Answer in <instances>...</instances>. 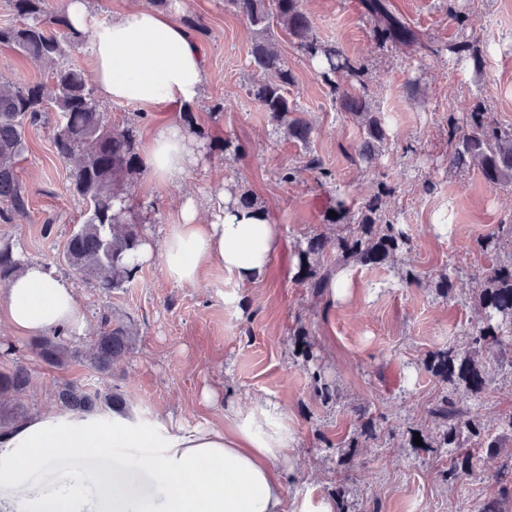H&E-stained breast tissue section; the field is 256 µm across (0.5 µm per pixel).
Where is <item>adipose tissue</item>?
Here are the masks:
<instances>
[{"mask_svg": "<svg viewBox=\"0 0 512 512\" xmlns=\"http://www.w3.org/2000/svg\"><path fill=\"white\" fill-rule=\"evenodd\" d=\"M72 25L85 33L98 95L144 109L180 112L201 95L206 73L191 34L170 16L134 8L112 20L91 23L86 0H68ZM192 139L179 120L159 126L145 146L152 175L181 179L194 163ZM197 204L187 199L181 221L169 225L160 246L145 241L140 263L163 257L168 280L193 284L202 264L215 262L243 284L263 280L280 246V229L263 213L216 203L210 223L196 221ZM0 310L12 327L30 336L55 330L82 333L86 320L72 286L44 264L31 263L0 294ZM295 436L276 407L257 400L249 407L227 403L224 424L187 427L168 420L151 426L114 424L106 430L96 415L35 414L0 435V512H49L31 480L54 475L67 494L76 476L73 461L103 448H150L141 466L151 487L134 498L116 495L115 512H156L163 494L166 512H284L283 465Z\"/></svg>", "mask_w": 512, "mask_h": 512, "instance_id": "1", "label": "adipose tissue"}]
</instances>
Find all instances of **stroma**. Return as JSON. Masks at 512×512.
Masks as SVG:
<instances>
[{
  "mask_svg": "<svg viewBox=\"0 0 512 512\" xmlns=\"http://www.w3.org/2000/svg\"><path fill=\"white\" fill-rule=\"evenodd\" d=\"M392 10L416 30L421 44L402 51L374 39L361 0H300L317 36L363 65V83L376 111L384 113L388 141L376 164L358 165L362 140L357 123L341 112L315 64L279 36L283 64L293 77L294 99L313 133L301 146L276 133L268 114L247 94L256 75L250 63L253 33L226 0H172V19L189 14L206 28L196 41L206 82L194 106L198 123L215 138L239 143L237 160L200 154L179 181L161 182L144 174L128 189L143 237L160 242L167 225L180 221V202L193 196L201 222L212 215L218 192L249 191L278 224L281 244L266 281L240 284L220 265L203 264L192 285L166 281L161 257L142 265L132 282L101 293L61 260L66 242L81 220V201L70 189L69 169L52 146V121L26 131L28 150L17 170L27 191L25 214L0 220V237L12 240L26 262L44 263L75 288L86 316L83 334L67 342L75 355L60 367L29 351L30 337L13 332L0 317V342L12 344L30 370L22 397L28 413L57 411L59 385L75 382L91 390L114 389L125 400L126 419L145 423L157 413L188 426L224 423V404L261 399L281 412L296 438L299 467L285 475V500L332 499L338 512H470L483 501L504 500L512 512V475L497 477L500 457L478 447L466 478L447 481L448 451L413 448L410 437L431 429L428 406L444 384L427 366L432 351L465 341L480 315L464 299L489 265L476 239L490 226L512 224V185L486 182L478 171L448 167V122L464 123L482 106L501 125L512 127V0H390ZM466 18L458 24L456 15ZM470 41L491 46L482 69L458 63L448 44ZM49 67L0 45V82L46 80ZM223 102L213 120L210 106ZM110 122L131 125L139 144L173 115L160 109L140 116L137 105L109 102ZM319 156L332 183L303 173L281 182L280 170ZM389 218L403 224L414 248L406 262L422 278L449 270L453 297L398 281L389 266H348L341 270L346 296H318L308 288L298 248L315 233L334 235L324 212L336 194L361 203L379 194ZM131 322L136 341L111 375L93 370L83 353L103 311ZM333 394L321 400L313 373ZM211 401H204L203 391ZM496 435L512 414V369L490 366L480 394L470 396ZM372 422L375 438L359 447L336 450ZM143 448H108L99 459L117 471L125 494L143 479ZM345 488L337 498V488Z\"/></svg>",
  "mask_w": 512,
  "mask_h": 512,
  "instance_id": "stroma-1",
  "label": "stroma"
}]
</instances>
